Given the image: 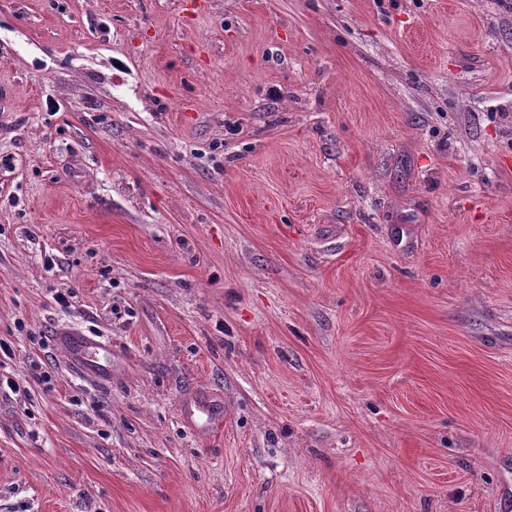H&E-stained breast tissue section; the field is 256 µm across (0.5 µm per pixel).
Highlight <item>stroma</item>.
Segmentation results:
<instances>
[{
    "mask_svg": "<svg viewBox=\"0 0 512 512\" xmlns=\"http://www.w3.org/2000/svg\"><path fill=\"white\" fill-rule=\"evenodd\" d=\"M185 4L0 0V512H512V0ZM60 344L77 368L85 373L106 371L112 365V347L87 336L68 334Z\"/></svg>",
    "mask_w": 512,
    "mask_h": 512,
    "instance_id": "stroma-1",
    "label": "stroma"
}]
</instances>
